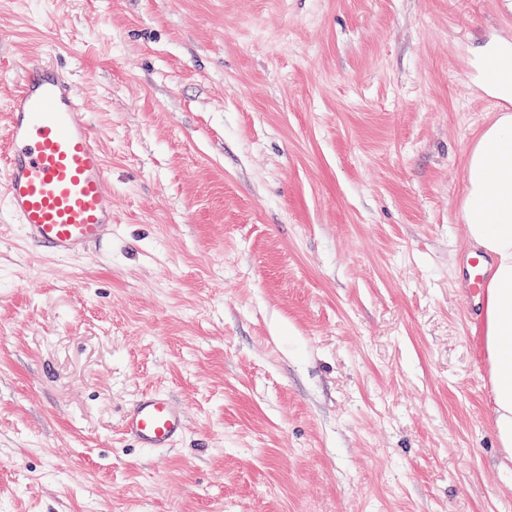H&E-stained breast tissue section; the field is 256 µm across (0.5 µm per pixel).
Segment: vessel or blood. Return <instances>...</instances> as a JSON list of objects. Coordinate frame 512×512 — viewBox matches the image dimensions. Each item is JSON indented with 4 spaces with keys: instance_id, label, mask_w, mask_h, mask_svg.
<instances>
[{
    "instance_id": "1",
    "label": "vessel or blood",
    "mask_w": 512,
    "mask_h": 512,
    "mask_svg": "<svg viewBox=\"0 0 512 512\" xmlns=\"http://www.w3.org/2000/svg\"><path fill=\"white\" fill-rule=\"evenodd\" d=\"M0 131V193L27 238L58 255L83 251L112 222V183L76 86L48 60L28 63ZM165 394L139 398L122 431L143 448H165L183 433Z\"/></svg>"
}]
</instances>
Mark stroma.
Listing matches in <instances>:
<instances>
[{
    "label": "stroma",
    "instance_id": "stroma-1",
    "mask_svg": "<svg viewBox=\"0 0 512 512\" xmlns=\"http://www.w3.org/2000/svg\"><path fill=\"white\" fill-rule=\"evenodd\" d=\"M494 36L512 0H0V129L52 53L112 179L67 257L0 197V512H512L462 277ZM180 410L167 394L151 393L139 398L127 411L122 431L140 448H165L183 433Z\"/></svg>",
    "mask_w": 512,
    "mask_h": 512
}]
</instances>
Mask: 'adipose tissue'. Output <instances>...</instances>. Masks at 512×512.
Returning <instances> with one entry per match:
<instances>
[{"label": "adipose tissue", "mask_w": 512, "mask_h": 512, "mask_svg": "<svg viewBox=\"0 0 512 512\" xmlns=\"http://www.w3.org/2000/svg\"><path fill=\"white\" fill-rule=\"evenodd\" d=\"M495 67L492 95L512 98V40L478 47L476 68ZM461 215L468 239L493 263L483 291L482 343L499 448L512 459V113H497L473 143L465 167Z\"/></svg>", "instance_id": "adipose-tissue-1"}]
</instances>
